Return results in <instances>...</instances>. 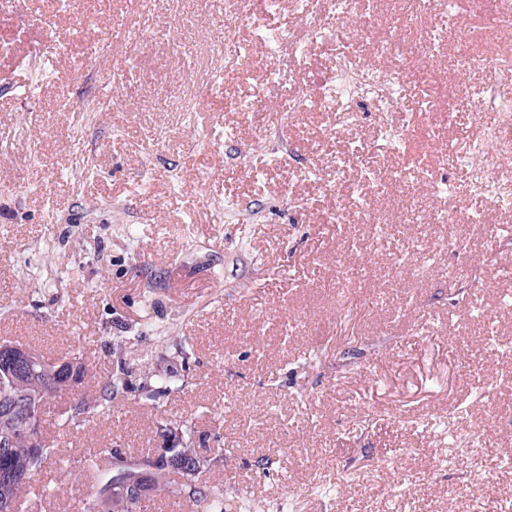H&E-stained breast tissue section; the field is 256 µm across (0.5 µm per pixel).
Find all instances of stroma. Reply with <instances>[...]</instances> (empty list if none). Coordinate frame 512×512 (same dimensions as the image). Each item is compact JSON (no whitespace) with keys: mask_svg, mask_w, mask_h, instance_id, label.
Wrapping results in <instances>:
<instances>
[{"mask_svg":"<svg viewBox=\"0 0 512 512\" xmlns=\"http://www.w3.org/2000/svg\"><path fill=\"white\" fill-rule=\"evenodd\" d=\"M138 15L133 0L106 11L77 0L47 31L0 17L14 45L0 56V341L76 356L89 372L47 407L45 434L65 444L43 471L41 512H77L94 494L89 450L143 458L179 420L208 458L200 482L258 512H280L294 487L328 474L343 476L339 491L294 512H461L512 491V467L438 459L455 428L512 442V211L474 196L456 159L489 73L458 74L456 47L440 46L429 75L452 100L448 123L433 139L423 91L405 82L406 146L388 157L375 149L386 116L370 102L352 125L316 103L285 108L299 86L325 82L337 52L380 73L391 59L368 42L315 47L303 61L282 56L273 86L244 22L252 64L226 70L188 116L170 92L206 84L218 28L206 5L162 0L149 25L169 40L146 49L161 68L87 115L97 147L76 167L81 79L61 45L89 53L114 21ZM397 169L412 179L391 183ZM228 204L239 207L231 223ZM476 211L483 223H470ZM411 251L420 264H400ZM362 264L371 275L360 285L379 299L369 312L345 304L355 286L341 273ZM170 358L179 382L166 388L156 372ZM119 375L128 388L111 415L63 431L77 396ZM267 456L276 462L264 472Z\"/></svg>","mask_w":512,"mask_h":512,"instance_id":"obj_1","label":"stroma"}]
</instances>
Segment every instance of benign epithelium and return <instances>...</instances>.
Segmentation results:
<instances>
[{"label": "benign epithelium", "instance_id": "obj_1", "mask_svg": "<svg viewBox=\"0 0 512 512\" xmlns=\"http://www.w3.org/2000/svg\"><path fill=\"white\" fill-rule=\"evenodd\" d=\"M83 363L73 357L47 361L42 359L27 346L17 342H0V382L15 385L20 379L28 375H39L48 381L57 384L62 391L72 392L79 388L83 380ZM20 412V404L9 395L0 394V419L7 420L17 416ZM183 442V438L175 428H169L167 443L158 453L146 463L141 460L131 459L123 454H117L111 468L123 470L126 468H144L150 473L157 467H162L164 472L181 473L180 484L189 486L193 484L196 469L202 468L204 460L193 463L182 456L177 445ZM14 452V442L0 440V482L10 484L23 482L27 479L24 474L14 472L9 467L10 459ZM113 491L122 497L144 504L151 497V491L140 483H116Z\"/></svg>", "mask_w": 512, "mask_h": 512}]
</instances>
